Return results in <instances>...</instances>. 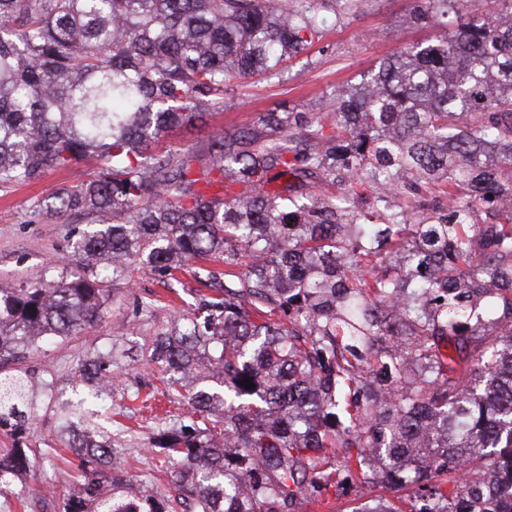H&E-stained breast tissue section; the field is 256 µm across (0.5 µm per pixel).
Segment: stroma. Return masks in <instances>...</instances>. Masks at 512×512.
Returning a JSON list of instances; mask_svg holds the SVG:
<instances>
[{
    "label": "stroma",
    "mask_w": 512,
    "mask_h": 512,
    "mask_svg": "<svg viewBox=\"0 0 512 512\" xmlns=\"http://www.w3.org/2000/svg\"><path fill=\"white\" fill-rule=\"evenodd\" d=\"M414 0H359L355 14L330 23L322 37L287 62L282 79L254 77L231 82L224 111L205 122L173 127L156 142V149L180 151L203 147L214 131L257 121L272 110L312 112L336 86L353 80L403 46L433 40L429 25L406 23ZM95 161L84 159L61 170H50L36 182L0 188V283L18 286L30 281H57V260L68 257L86 230L80 219L46 223L41 207L54 189L91 179ZM223 270L213 259L189 262L176 277L137 264L114 279L113 292L102 316L83 335L53 338L31 351L20 363L28 374L37 411L24 431L32 465L24 484L0 485V512H63L72 474L81 459L69 442L74 428L90 424L115 447L108 466L127 480H161L173 489L166 464L150 450L154 417L179 420L191 410L188 399H176L156 380L149 360L151 338L167 329L174 316L192 315L202 286L195 269ZM104 357L122 382L105 398L101 415L83 420L73 404L79 387L75 372L89 359ZM379 500L397 512H416L418 502L378 479L357 483L343 494L328 492L327 512H356Z\"/></svg>",
    "instance_id": "1"
}]
</instances>
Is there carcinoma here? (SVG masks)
<instances>
[{
	"label": "carcinoma",
	"instance_id": "cac0c4a2",
	"mask_svg": "<svg viewBox=\"0 0 512 512\" xmlns=\"http://www.w3.org/2000/svg\"><path fill=\"white\" fill-rule=\"evenodd\" d=\"M464 3L420 0L406 22L440 29L435 42L317 112L155 156L165 128L224 108L233 80L281 78L358 0H0V186L93 157L95 177L44 214L103 225L60 281L0 286V364L101 318L92 258L114 276L214 258L224 285L199 273L194 316L151 341L165 388L197 389L152 442L182 463V512H300L377 457L424 512H464L474 457L512 474V0L449 27ZM366 194L371 209L350 207ZM33 413L25 377H0V426ZM98 448L64 512H176L153 483L114 476L99 492L114 449ZM3 463L28 467L19 448Z\"/></svg>",
	"mask_w": 512,
	"mask_h": 512
}]
</instances>
